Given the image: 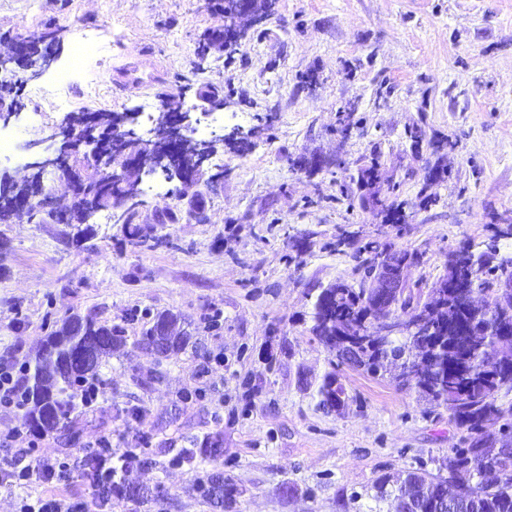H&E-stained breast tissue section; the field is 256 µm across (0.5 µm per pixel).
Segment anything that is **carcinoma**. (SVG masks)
I'll list each match as a JSON object with an SVG mask.
<instances>
[{"label":"carcinoma","mask_w":512,"mask_h":512,"mask_svg":"<svg viewBox=\"0 0 512 512\" xmlns=\"http://www.w3.org/2000/svg\"><path fill=\"white\" fill-rule=\"evenodd\" d=\"M46 47L33 39L29 44L26 65L35 71L44 60ZM102 129L101 154L112 157L114 127L119 113L97 111ZM111 176L99 170L88 179L96 196L84 195L73 206L67 224H84L91 206L103 199L97 197L110 184ZM364 193L361 204L382 214L386 221H401V204L380 196L378 164L359 169L351 177ZM45 189L43 177L33 175L28 180L11 185V196L0 197V224L10 223L14 214L13 200L34 197ZM369 257L356 268L359 278L336 283L322 289L313 304V336L324 346L334 367L336 348L348 338H354L349 350L354 364L372 377L389 373V381L399 388L413 390L419 398L437 406L448 407L454 423L462 430L461 446L448 449L437 459V473L425 466L412 467L396 475L385 474L375 484L373 500H392L395 507L412 499L418 512H441L440 505L460 489L476 498V512H512V259L495 261L492 255L479 257L461 251L449 260L447 273L434 283L429 292L422 288H402L386 303L388 312L374 306L375 289L371 279L381 269L377 262L381 251H392L414 261L420 260L415 250L393 249L390 244L374 242L365 245ZM475 275L483 291L496 296V306L482 313L465 312L458 289L450 287L452 278ZM420 311L435 328V334L425 339H397L383 345L370 332L372 321L388 313L406 314ZM146 322L136 344L151 347L164 341L160 357L168 358L190 340L187 331H176L179 316L167 311L152 315L144 313ZM507 332L505 336H487V319ZM51 320V314H46ZM53 321V320H51ZM164 331L159 338L156 333ZM126 344L122 330L102 324L93 316L78 313L53 321L38 355L27 368L25 388L26 414L30 425L39 433L49 435L59 430L67 418L75 392L80 384L98 379L99 368L112 353ZM320 404L341 408L349 395L336 372H330L317 390ZM201 457L216 462L224 457V442L220 434L205 437L199 446ZM147 466L151 458L143 451L130 449L112 461V448L105 446L82 461L83 475L94 478L112 466V484L103 491L107 500L112 496L132 498L138 502L147 498L141 490L122 480L130 466ZM203 496L221 504L224 512H234L238 490L231 477L222 476L200 484Z\"/></svg>","instance_id":"obj_1"}]
</instances>
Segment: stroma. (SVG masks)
I'll list each match as a JSON object with an SVG mask.
<instances>
[{"mask_svg":"<svg viewBox=\"0 0 512 512\" xmlns=\"http://www.w3.org/2000/svg\"><path fill=\"white\" fill-rule=\"evenodd\" d=\"M221 23L209 0H0V35L49 24L60 40L53 70L25 82L6 124L16 158L0 170L37 159L30 144L59 127L64 96L74 113H137L143 135L176 102L206 138L200 92L214 88L224 132L251 135L245 155L218 150L210 179L183 197L162 175L143 176L134 222L164 237L154 248L131 244L108 211L77 243L64 224H0V363L34 358L48 312L92 315L129 340L65 428L34 438L26 414L0 407V440L14 438L0 459L28 446L34 459L72 463L105 436L118 456L145 436L152 463L126 479L149 489L148 502L103 501L74 471L56 494L83 512H218L198 488L211 463L175 462L218 431L238 512H367L379 476L431 464L461 432L446 407L347 366L348 405L320 408L330 355L310 331L313 302L353 279L355 249L371 241L421 253L410 288L431 287L462 246L512 257V0H276L238 53L199 60L197 41ZM80 37L99 54L58 89L53 72ZM318 155L333 165L300 168ZM373 161L382 191L404 204L400 223L340 192ZM437 167L448 179L427 183ZM345 233L353 246L339 245ZM134 309L181 314L189 346L164 361L134 347Z\"/></svg>","mask_w":512,"mask_h":512,"instance_id":"35a3bbf8","label":"stroma"}]
</instances>
